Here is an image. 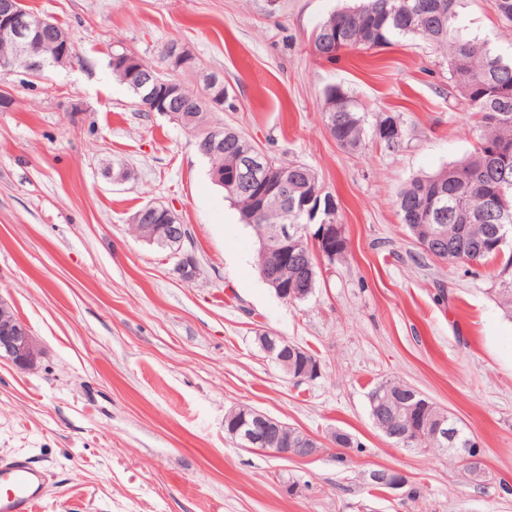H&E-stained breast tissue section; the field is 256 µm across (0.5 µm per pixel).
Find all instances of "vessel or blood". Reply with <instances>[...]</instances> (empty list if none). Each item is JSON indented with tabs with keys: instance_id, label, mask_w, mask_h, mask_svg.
Wrapping results in <instances>:
<instances>
[{
	"instance_id": "obj_1",
	"label": "vessel or blood",
	"mask_w": 512,
	"mask_h": 512,
	"mask_svg": "<svg viewBox=\"0 0 512 512\" xmlns=\"http://www.w3.org/2000/svg\"><path fill=\"white\" fill-rule=\"evenodd\" d=\"M45 494L44 473L27 459L0 460V512H39Z\"/></svg>"
}]
</instances>
